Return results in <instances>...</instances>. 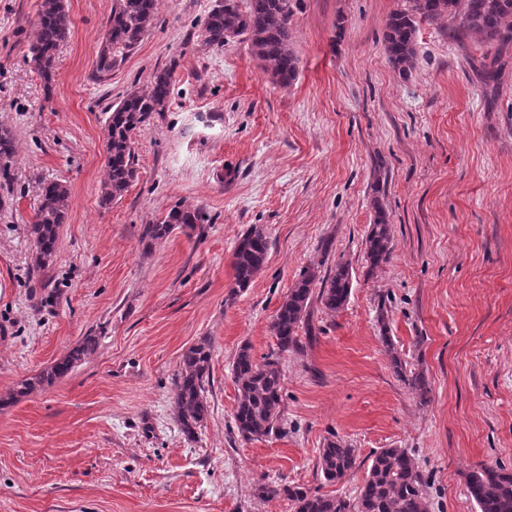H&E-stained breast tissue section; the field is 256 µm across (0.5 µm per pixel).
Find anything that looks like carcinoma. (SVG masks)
<instances>
[{"instance_id":"1","label":"carcinoma","mask_w":512,"mask_h":512,"mask_svg":"<svg viewBox=\"0 0 512 512\" xmlns=\"http://www.w3.org/2000/svg\"><path fill=\"white\" fill-rule=\"evenodd\" d=\"M294 0H215L209 12L203 37L206 44L222 47L239 37L249 42L252 54L265 65L273 82L287 86L298 75V58L292 50ZM156 0H116L107 21L109 39L100 43L98 70L109 73L122 65L140 46L155 16ZM448 20L458 40L476 38L486 44L512 42V0H402L400 9L386 22L385 50L389 61L402 77L415 67V37L419 24ZM71 20L64 0H41L30 60L47 82L55 75V55L71 37ZM171 72H156L145 89L134 88L106 109V178L101 187V203L109 205L121 198L136 176L133 135L164 109L171 90ZM15 143L10 133L0 130V161H10ZM69 204L68 189L57 182L40 188L35 221L30 235L35 262L46 263L55 252L60 224ZM205 222L199 208L176 205L154 224L143 226L141 240L163 239L174 230L190 233ZM269 240L263 229L253 227L237 240L233 251L235 287L245 289L263 268ZM392 253L389 219L381 204L365 238L364 257L369 271L387 262ZM352 290L351 272L346 264L336 265L333 274L321 275L319 267L305 268L295 285L279 304L270 329L281 353L301 347L302 336L314 332L311 306L319 302L329 313L344 308ZM98 339L86 336L65 355L37 374L19 381L9 399L26 395L37 388L51 386L83 364L95 353ZM212 351L207 342L183 353L174 382L173 403L182 434L196 437L209 416L207 386L210 382ZM396 372L420 396L429 392L420 374L404 375L403 365L393 359ZM238 400L234 422L238 435L246 441H259L279 429L283 378L279 360L269 356L258 361L251 347L242 346L232 366ZM356 463L354 449L338 440H328L320 449L323 478L337 482L349 475ZM424 482L415 458L405 448H383L375 453L364 484L354 498L322 494L303 487L263 484L257 488L263 497L285 495L295 512H429ZM469 493L477 512H512V471L501 466L482 465L467 475Z\"/></svg>"}]
</instances>
